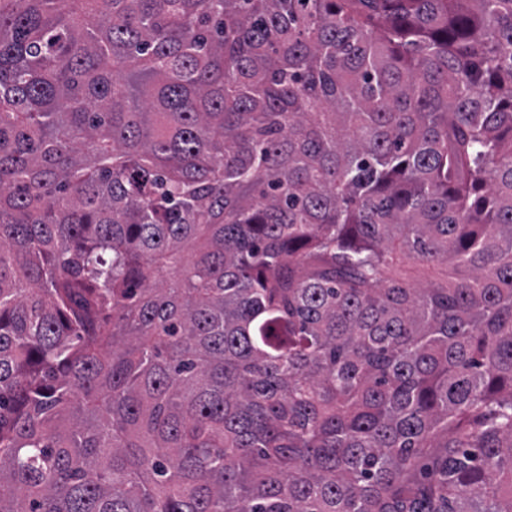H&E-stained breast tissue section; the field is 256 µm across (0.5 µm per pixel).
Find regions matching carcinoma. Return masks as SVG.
Masks as SVG:
<instances>
[{"label": "carcinoma", "mask_w": 512, "mask_h": 512, "mask_svg": "<svg viewBox=\"0 0 512 512\" xmlns=\"http://www.w3.org/2000/svg\"><path fill=\"white\" fill-rule=\"evenodd\" d=\"M0 512H512V0H0ZM396 262L403 271L406 280L412 284H438L446 279V264H418L402 259L399 253L395 254Z\"/></svg>", "instance_id": "carcinoma-1"}]
</instances>
